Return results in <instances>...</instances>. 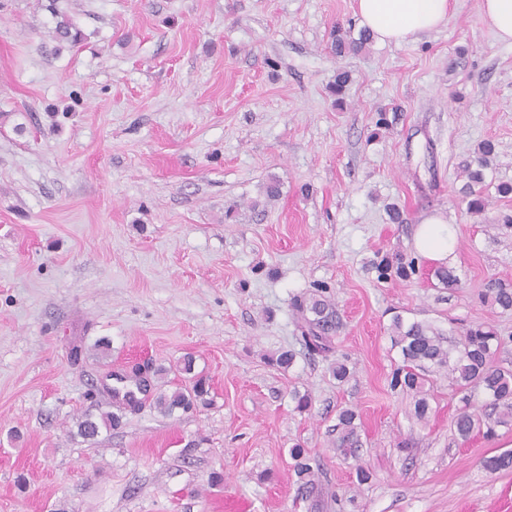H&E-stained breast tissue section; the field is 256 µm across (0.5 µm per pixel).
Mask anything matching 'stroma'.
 <instances>
[{
  "mask_svg": "<svg viewBox=\"0 0 512 512\" xmlns=\"http://www.w3.org/2000/svg\"><path fill=\"white\" fill-rule=\"evenodd\" d=\"M59 11L80 42L56 39ZM340 28L359 33L355 0H0V512H501L512 500V469L483 467L512 429L461 440L447 376L426 383L422 421L414 396L389 387L397 315L451 338L462 322L493 325L494 362L512 367V312L481 298L489 279L512 284V231L493 227L512 196L490 192L480 217L459 199V164L484 141L487 181L512 183V45L481 0H456L417 41L343 57ZM340 69L352 81L339 103ZM434 212L456 230L452 290L413 245ZM398 255L415 274L379 279L373 261ZM320 285L340 322L322 353L294 308ZM284 351L285 370L270 362ZM187 354L209 405L168 416L113 397L116 371L175 390ZM343 407L359 415L354 459L333 444ZM104 412L121 426L78 435ZM296 445L316 500L297 491Z\"/></svg>",
  "mask_w": 512,
  "mask_h": 512,
  "instance_id": "stroma-1",
  "label": "stroma"
}]
</instances>
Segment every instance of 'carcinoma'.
<instances>
[{
	"mask_svg": "<svg viewBox=\"0 0 512 512\" xmlns=\"http://www.w3.org/2000/svg\"><path fill=\"white\" fill-rule=\"evenodd\" d=\"M55 32L63 40L75 42L79 37V32L64 14L57 21ZM369 41L370 35L364 30L359 32L356 39L338 30L334 51L338 57L357 53ZM492 152L493 147L488 142L462 163L466 182L460 194L466 202L468 213L472 215H483L487 206L484 197L485 170ZM376 269L382 279L392 275L406 278L416 272L415 262L406 264L401 258L395 265L383 259ZM434 276L445 288L458 286L459 278L450 266L434 269ZM483 296L502 311H512L511 284L491 279L486 284ZM295 308L301 314L304 329L308 330L311 345L318 351L329 350L331 338L339 328V321L333 303L324 295V289L320 288L296 300ZM391 341L392 347L399 350L403 365L392 373L390 387L394 391H413L420 395L414 408L417 419H425L429 410L426 398L422 397L425 382L430 374L443 372L448 375L451 386L461 394L463 407L454 417L453 427L462 440L469 439L474 433L492 438L496 436L497 428L512 426V370L492 363V356L503 343L494 328L483 324L472 325L463 329L457 340L449 344L445 333L435 325L424 321L406 323L402 317L396 316L391 325ZM207 393L205 381L196 378L190 387L179 388L171 393H157L154 405L163 414H171L177 409L187 411L203 400ZM356 418V413L349 408L341 410L337 415L334 428L336 447L346 455H355V449L361 447ZM120 423L121 416L112 412L102 414L98 421L87 416L79 422L78 434L85 439H93L98 436L101 427L115 428ZM290 456L294 460L293 469L299 492L305 496L314 493L316 484L305 450L292 448ZM483 466L491 473L512 468V452L490 457L484 460Z\"/></svg>",
	"mask_w": 512,
	"mask_h": 512,
	"instance_id": "carcinoma-1",
	"label": "carcinoma"
}]
</instances>
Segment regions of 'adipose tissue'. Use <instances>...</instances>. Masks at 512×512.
Masks as SVG:
<instances>
[{"label":"adipose tissue","mask_w":512,"mask_h":512,"mask_svg":"<svg viewBox=\"0 0 512 512\" xmlns=\"http://www.w3.org/2000/svg\"><path fill=\"white\" fill-rule=\"evenodd\" d=\"M450 7L451 0H356V15L378 41L400 44L444 26ZM454 244V230L440 213L425 217L415 233L418 254L438 265L454 261Z\"/></svg>","instance_id":"adipose-tissue-1"}]
</instances>
